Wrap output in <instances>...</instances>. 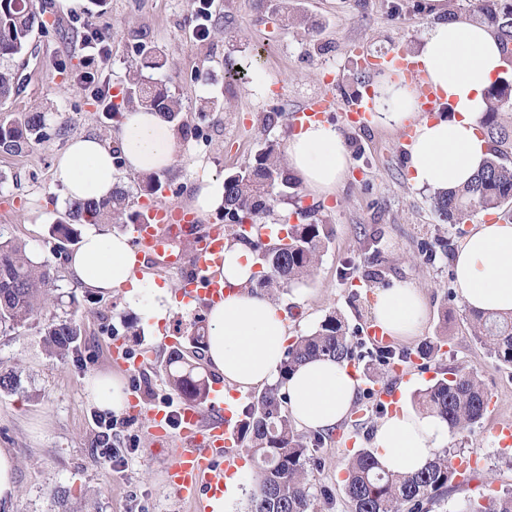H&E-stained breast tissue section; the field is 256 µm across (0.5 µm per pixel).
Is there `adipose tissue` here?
I'll return each instance as SVG.
<instances>
[{"label": "adipose tissue", "instance_id": "obj_1", "mask_svg": "<svg viewBox=\"0 0 512 512\" xmlns=\"http://www.w3.org/2000/svg\"><path fill=\"white\" fill-rule=\"evenodd\" d=\"M418 80L387 73L376 76L367 102L372 120L388 128L413 126L407 145L410 183L419 190L441 191L468 183L489 153L480 118L486 93L502 75L504 55L491 28L465 19L438 20L426 30L415 56ZM425 82L448 104L451 117L421 114L417 84ZM125 160L116 165L109 143L97 135L73 137L56 160L57 176L72 200L109 198L121 171L135 175L170 169L182 147L175 127L161 113H124L117 132ZM286 167L315 200L335 194L346 179L351 158L344 138L332 124L310 123L284 145ZM140 259L125 235L89 230L67 262L69 278L102 297L125 291L140 294L136 277ZM455 284L469 308L512 312V223L476 222L454 261ZM226 295L207 312L206 362L225 385L244 393L277 381L288 346V319L282 305L259 291H249L255 277L251 248L237 241L224 244V264L217 268ZM371 317L392 339L419 335L426 322L423 292L399 282L375 291ZM361 380L347 361L314 358L288 378L287 409L300 427L331 431L354 407ZM86 390L103 411L128 407L121 375L104 372L86 382ZM380 467L413 473L435 451L447 447L448 426L438 416L406 410L386 416L372 437Z\"/></svg>", "mask_w": 512, "mask_h": 512}]
</instances>
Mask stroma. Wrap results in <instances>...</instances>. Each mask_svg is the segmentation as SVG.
Returning a JSON list of instances; mask_svg holds the SVG:
<instances>
[{"label": "stroma", "mask_w": 512, "mask_h": 512, "mask_svg": "<svg viewBox=\"0 0 512 512\" xmlns=\"http://www.w3.org/2000/svg\"><path fill=\"white\" fill-rule=\"evenodd\" d=\"M42 3L49 25L34 32L31 51L23 57L24 83L0 102V118L45 112V136L27 153H0V238L25 245L35 261L48 264L53 294L77 308L82 336L77 354L58 359L47 355L40 323L0 333V369L14 371L21 384L18 393L0 395V448L11 449L17 460L18 493L7 512H190L168 485L169 458L163 441L149 432L146 416L129 411L118 415L109 436L125 461L116 467L101 463L99 410L84 383L90 375L115 372L141 406L163 403L177 412L180 401L163 372L169 351L160 340L177 337L185 355H192L191 339L205 306L171 304L168 319L150 328L139 310L150 294L134 305L121 291L104 298L73 287L66 262L75 245L58 247L50 233L69 205L56 175L57 155L74 136L95 133L111 142L117 131L92 90L76 83L83 70L80 42L93 29L108 37L97 85L113 95L119 92L137 38L145 36L167 56L154 79L180 101L185 121L199 129L198 136L184 139L172 168L161 173L165 188L156 197L160 203L191 207L202 178H225L252 163L268 142L285 143L292 131L281 120L265 126L270 112L290 113L321 95L335 98L337 107L325 119L343 134L350 152L345 182L326 201L305 193L300 200L275 206L276 217L292 224L303 220L298 205L312 207L330 229L312 276L278 297L289 314L288 334L311 332L335 312L343 317L349 336L365 341L375 289L397 281L420 288L427 298V322L421 337L401 341L399 347L413 349L420 338L434 336L444 326L448 343L443 359L413 364L406 383L379 376L370 357L356 358L364 388L357 403L367 404L366 389L387 387L407 407L441 366L478 370L495 406L459 439L465 455L476 459L475 475L449 491L433 512H458L476 486L490 492L512 489V461L494 435L499 424L512 422V368L497 366L473 338L468 307L455 287L453 259L441 253L429 259L422 251L427 243L458 250L472 225L443 223L430 192L413 188L404 130L372 123L355 131L342 110L354 92L373 81V61L417 52L431 22L426 0H289L294 11L307 17L306 31L285 25L280 0H209V33L203 38L195 33L198 19L191 0H106L68 14L56 0ZM231 64L245 68L246 77L228 82ZM261 74L270 80L264 90L256 86ZM211 97L223 103V112L200 116V99ZM128 319L138 335L127 333ZM117 341L130 356H143L139 371L127 372L112 357ZM379 420L373 414L359 425L349 418L331 431L314 471L316 484L330 492L317 500V512H345L341 482L349 451L338 441L353 436L358 447H370Z\"/></svg>", "instance_id": "1"}]
</instances>
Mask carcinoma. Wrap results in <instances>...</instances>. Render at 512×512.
I'll use <instances>...</instances> for the list:
<instances>
[{
	"label": "carcinoma",
	"instance_id": "carcinoma-1",
	"mask_svg": "<svg viewBox=\"0 0 512 512\" xmlns=\"http://www.w3.org/2000/svg\"><path fill=\"white\" fill-rule=\"evenodd\" d=\"M473 12L478 20L493 28L500 40L506 62L512 61V0H475ZM47 28L43 12L33 0H0V100L19 90V77L13 68L16 57L24 54L35 30ZM167 59L162 50L140 38L137 61L129 66L122 103L112 105L109 116L119 123L123 110L130 108L164 113L178 130L188 125L182 119L178 100L160 83L146 81L142 67L159 69ZM45 114L26 112L12 120H0V151L21 155L43 137ZM481 127L489 143L490 156L482 169L466 185L438 191L432 207L440 220L460 224L474 210L497 211L512 218V80L501 78L487 95ZM297 183L287 172L280 148L270 143L254 162L224 178L225 229L232 238L251 242L240 230L242 224H258L269 216L276 202L290 196ZM148 212L135 210L129 191L121 184L106 200L75 201L66 218L51 227L59 242L76 235V224H143ZM285 236L271 238L258 249L261 265L256 287L285 293L302 283L319 264L327 224L321 219L304 224H282ZM51 275L45 266L34 262L25 248L13 241H0V331L24 327L44 319L46 351L64 358L76 351L80 325L76 312L59 315L49 299ZM472 336L499 363L512 365V313H469ZM448 331L425 339L408 352L391 346L372 348L371 358L381 374L392 373L394 361H427L443 356ZM355 344L347 336L345 324L336 314L327 315L314 332L300 335L288 345L280 366L286 380L303 361L328 356L352 360ZM418 394L417 404L440 417L454 439L478 423L487 412V393L475 370H448ZM167 383L182 398L203 402L209 393L208 378L187 362L181 349L172 351L165 367ZM278 383L266 388L243 406L238 419V444L255 467V490L245 512H315L311 492L314 452L322 445V436H307L296 431L286 410L287 395ZM459 448H442L423 469L412 474L383 473L370 448L359 449L346 465L342 481L346 512H430L434 504L445 500L458 484L453 459ZM463 512H512V490L479 494L466 500Z\"/></svg>",
	"mask_w": 512,
	"mask_h": 512
}]
</instances>
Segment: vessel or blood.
I'll return each mask as SVG.
<instances>
[{
    "mask_svg": "<svg viewBox=\"0 0 512 512\" xmlns=\"http://www.w3.org/2000/svg\"><path fill=\"white\" fill-rule=\"evenodd\" d=\"M335 106L328 96L312 99L292 113L293 124L308 126ZM150 217L149 223L135 225L133 246L147 261L183 273L185 284L178 302L211 305L223 301L224 285L213 273L223 262V225H197L188 210L162 204L152 208ZM232 419V406L217 396L205 411L196 403H182L174 434L169 431V414L162 409L152 411L153 432L173 436L176 443L169 451L167 481L184 502L195 503L204 495L223 496L224 474L233 469L239 456Z\"/></svg>",
    "mask_w": 512,
    "mask_h": 512,
    "instance_id": "obj_1",
    "label": "vessel or blood"
}]
</instances>
